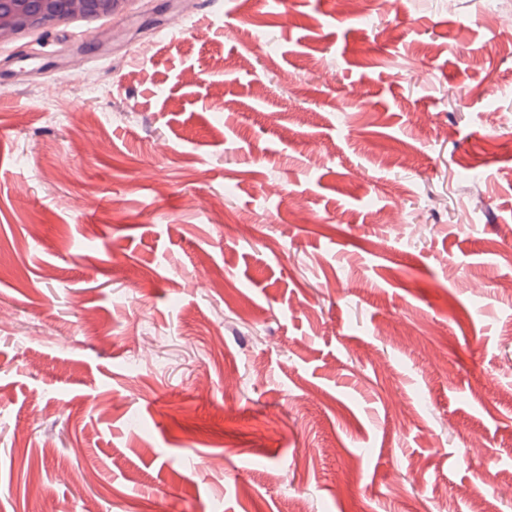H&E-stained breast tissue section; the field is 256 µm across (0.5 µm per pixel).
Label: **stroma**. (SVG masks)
Instances as JSON below:
<instances>
[{"label":"stroma","mask_w":512,"mask_h":512,"mask_svg":"<svg viewBox=\"0 0 512 512\" xmlns=\"http://www.w3.org/2000/svg\"><path fill=\"white\" fill-rule=\"evenodd\" d=\"M511 20L131 0L0 43V512H512Z\"/></svg>","instance_id":"obj_1"}]
</instances>
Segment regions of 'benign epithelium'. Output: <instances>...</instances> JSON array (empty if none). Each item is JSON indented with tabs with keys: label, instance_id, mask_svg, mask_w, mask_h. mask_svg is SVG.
I'll return each mask as SVG.
<instances>
[{
	"label": "benign epithelium",
	"instance_id": "benign-epithelium-1",
	"mask_svg": "<svg viewBox=\"0 0 512 512\" xmlns=\"http://www.w3.org/2000/svg\"><path fill=\"white\" fill-rule=\"evenodd\" d=\"M126 0H0V42L44 28L60 18H89L119 12Z\"/></svg>",
	"mask_w": 512,
	"mask_h": 512
}]
</instances>
